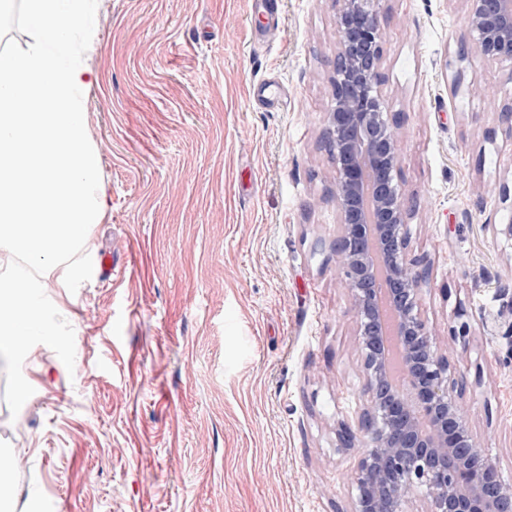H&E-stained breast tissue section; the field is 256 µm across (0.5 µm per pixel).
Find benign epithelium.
<instances>
[{"label": "benign epithelium", "mask_w": 512, "mask_h": 512, "mask_svg": "<svg viewBox=\"0 0 512 512\" xmlns=\"http://www.w3.org/2000/svg\"><path fill=\"white\" fill-rule=\"evenodd\" d=\"M334 2L338 37L326 139L336 157V273L351 297L363 377L357 425L342 421L336 429L337 448L357 455L346 475L355 491L350 512H409L418 488L425 492L421 512H505L512 486L468 425L460 402L465 375L451 367L419 312L430 263L412 252L416 203L396 182L401 122L379 90L380 0ZM464 2L468 23L458 57L512 64V0ZM378 261L387 266L402 347L394 386L370 288Z\"/></svg>", "instance_id": "benign-epithelium-1"}]
</instances>
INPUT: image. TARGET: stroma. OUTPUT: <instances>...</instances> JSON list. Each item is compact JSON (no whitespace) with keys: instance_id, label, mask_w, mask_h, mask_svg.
<instances>
[{"instance_id":"35a3bbf8","label":"stroma","mask_w":512,"mask_h":512,"mask_svg":"<svg viewBox=\"0 0 512 512\" xmlns=\"http://www.w3.org/2000/svg\"><path fill=\"white\" fill-rule=\"evenodd\" d=\"M380 87L404 115L399 181L412 246L432 265L422 314L465 334L472 430L512 485V66L458 61L463 0H382ZM98 0V80L84 93L110 187L85 250L110 256L76 292L46 294L75 333V365L43 344L34 393L0 434L6 512H349L339 422L362 406L326 139L334 0ZM465 316H457V308Z\"/></svg>"}]
</instances>
